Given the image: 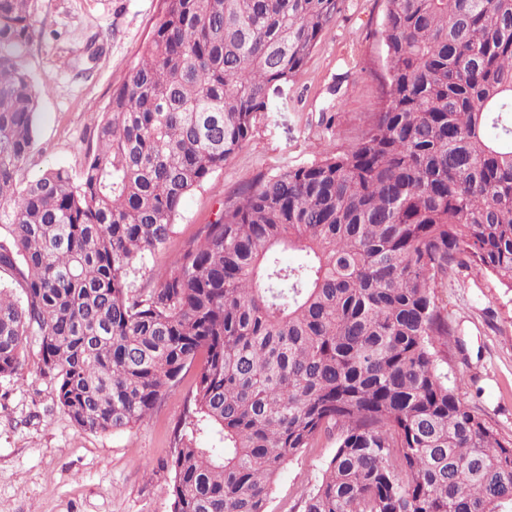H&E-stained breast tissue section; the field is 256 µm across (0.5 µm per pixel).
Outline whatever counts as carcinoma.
<instances>
[{
  "label": "carcinoma",
  "mask_w": 512,
  "mask_h": 512,
  "mask_svg": "<svg viewBox=\"0 0 512 512\" xmlns=\"http://www.w3.org/2000/svg\"><path fill=\"white\" fill-rule=\"evenodd\" d=\"M343 2L161 0L79 175L28 179L50 82L22 64L35 0H0V376L35 332L61 409L114 432L204 355L191 432L224 447L179 448L173 512H268L281 467L333 432L304 512H512V440L438 365L448 269L512 286V0H387L386 100L351 148L255 175L129 282Z\"/></svg>",
  "instance_id": "cac0c4a2"
}]
</instances>
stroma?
I'll use <instances>...</instances> for the list:
<instances>
[{"label": "stroma", "mask_w": 512, "mask_h": 512, "mask_svg": "<svg viewBox=\"0 0 512 512\" xmlns=\"http://www.w3.org/2000/svg\"><path fill=\"white\" fill-rule=\"evenodd\" d=\"M159 0H37L44 34L23 58L36 81L38 131L25 176L53 167L79 174L113 90L145 41ZM385 0H344L306 65L268 91L269 106L246 145L184 199L166 245L146 256L130 281L149 283L225 195L256 173L276 172L350 149L382 106ZM455 340L441 369L459 399L501 438L512 440V286L489 273L448 272L443 293ZM204 364L196 360L147 419L118 432L77 426L40 370L39 339L29 337L22 377H0V512H172L169 493L176 431ZM336 450L335 437L288 460L271 490L269 512H302L303 499Z\"/></svg>", "instance_id": "1"}]
</instances>
